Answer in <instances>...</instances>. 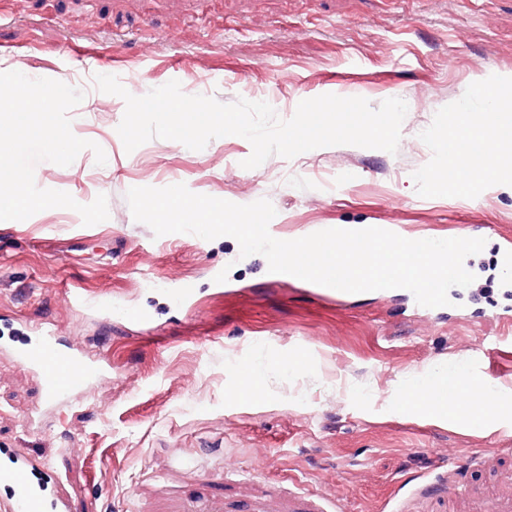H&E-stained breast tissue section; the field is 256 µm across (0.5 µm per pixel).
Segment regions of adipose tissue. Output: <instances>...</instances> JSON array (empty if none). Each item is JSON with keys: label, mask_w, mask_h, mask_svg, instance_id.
Here are the masks:
<instances>
[{"label": "adipose tissue", "mask_w": 512, "mask_h": 512, "mask_svg": "<svg viewBox=\"0 0 512 512\" xmlns=\"http://www.w3.org/2000/svg\"><path fill=\"white\" fill-rule=\"evenodd\" d=\"M475 93L485 101V109L457 113L455 124L448 132L449 137L469 142H487L490 131L502 125L505 110H512V97L501 94L497 87L481 85L476 88ZM511 168V158L492 151L482 157L461 159L458 166L453 169L440 167L427 171L423 179L442 188L450 185L465 188L488 174H497ZM406 401L430 414L463 416L473 423L483 424L492 418L512 414V395L494 390L488 391L487 395L474 399L464 407L451 402L432 403L427 385L420 384L407 394Z\"/></svg>", "instance_id": "1"}]
</instances>
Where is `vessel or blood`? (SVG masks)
Here are the masks:
<instances>
[{
    "label": "vessel or blood",
    "mask_w": 512,
    "mask_h": 512,
    "mask_svg": "<svg viewBox=\"0 0 512 512\" xmlns=\"http://www.w3.org/2000/svg\"><path fill=\"white\" fill-rule=\"evenodd\" d=\"M66 299L72 306L106 312L128 322L147 323V315L136 308L112 302L83 288H70ZM11 358L36 378L42 403L54 407L68 402L110 374L111 364L101 355L75 346H63L54 328L39 327L36 336L22 348L11 350ZM434 402L455 399L468 404L474 393L488 389L491 382L470 369L455 367L428 378ZM481 466L498 487L495 495L485 496L470 486L474 466ZM34 466L22 455L0 459V486L8 492L0 512H67L64 501L46 495L33 481ZM448 512H512V468L500 467L490 455L476 461H458L448 469L445 490ZM167 512H224L220 497H188L171 504ZM240 512H346L343 501L326 503L315 495L288 496L263 494L245 500Z\"/></svg>",
    "instance_id": "b4317fda"
}]
</instances>
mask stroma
Here are the masks:
<instances>
[{
    "mask_svg": "<svg viewBox=\"0 0 512 512\" xmlns=\"http://www.w3.org/2000/svg\"><path fill=\"white\" fill-rule=\"evenodd\" d=\"M62 81L84 94L71 130L92 150L60 166L39 162V188L82 204L106 195L109 217L83 225L50 208L0 221V320L55 324L64 341L112 361V376L70 402L41 409L35 378L0 354V454L40 464L68 512H162L166 498L242 497L292 485L347 495L349 512H445L419 492L455 458L484 453L512 464V417L477 427L404 413L394 398L421 373L470 364L512 393V355L483 351L512 311L495 269L512 239V175L441 189L419 173L446 164L440 133L475 107L470 90H512V0H0V72ZM113 75L139 96L167 82L229 104L265 101L281 119L324 94L407 104L396 153L317 148L254 169L242 137L195 151L154 138L126 152L122 98L99 91ZM182 183L236 204L265 198L282 224H412L485 238L475 281L452 307L426 311L394 290L319 295L266 273L237 240L155 236L132 217L130 188ZM223 274L215 284L214 271ZM199 288L192 311L168 290ZM86 288L131 303L150 327L67 304ZM265 378L255 401L228 392L235 360Z\"/></svg>",
    "mask_w": 512,
    "mask_h": 512,
    "instance_id": "obj_1",
    "label": "stroma"
}]
</instances>
